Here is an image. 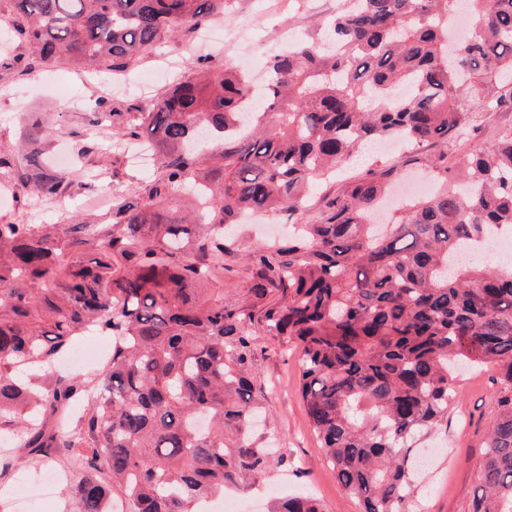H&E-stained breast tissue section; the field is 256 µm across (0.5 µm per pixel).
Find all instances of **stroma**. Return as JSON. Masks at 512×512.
Segmentation results:
<instances>
[{
  "instance_id": "35a3bbf8",
  "label": "stroma",
  "mask_w": 512,
  "mask_h": 512,
  "mask_svg": "<svg viewBox=\"0 0 512 512\" xmlns=\"http://www.w3.org/2000/svg\"><path fill=\"white\" fill-rule=\"evenodd\" d=\"M341 0H288L273 9V0H230L226 20L220 26L223 45L197 47L194 34L160 44L145 58L134 62L126 76L111 84L98 81L92 71H79L67 57L41 68L39 75L17 70L11 55L0 53V153L15 152L25 127V113H32L61 128L51 153L66 150L74 155L78 184L53 200L33 196L14 184L0 187V224H61L71 214L101 215L113 195L131 190L151 173L150 166L134 163L120 146L112 145V132L102 120L103 108L119 112H143L185 70L188 62L202 60L210 68L225 62L249 60L266 65L267 50H281L285 41L314 33L332 18ZM440 148L423 143L411 149L381 152L366 147L345 176L361 175L374 164L396 168L405 178H423L419 160L439 154ZM339 181L314 187L304 201L303 213H280L239 225L234 232L235 250L224 260V302H240L251 285V272L241 260L243 252L258 244L287 236L289 224L311 222L334 194ZM255 402L268 417L267 435L277 448V460L259 482L243 496L247 512H267V487L282 492H307L320 500L324 512H361L360 501L349 496L320 451V443L299 393L298 352L252 324ZM494 370L472 368L456 381L458 397L448 411V423L423 437L411 452L412 480L417 487L421 512H468L477 492L481 449L495 416L492 396ZM9 451L1 460L0 512H22L14 504L21 486L36 487L42 474L56 470L63 481L50 496L43 512H79L75 489L82 481L98 479L70 459L69 450L57 448L38 459L30 458L10 428L0 429Z\"/></svg>"
}]
</instances>
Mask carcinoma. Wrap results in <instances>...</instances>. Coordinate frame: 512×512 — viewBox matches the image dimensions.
I'll return each instance as SVG.
<instances>
[{"mask_svg": "<svg viewBox=\"0 0 512 512\" xmlns=\"http://www.w3.org/2000/svg\"><path fill=\"white\" fill-rule=\"evenodd\" d=\"M28 72L65 54L120 74L149 49L226 16L228 0H10ZM315 39L270 57L261 96L248 78L192 67L145 112H109L112 133L155 156L110 219L0 224V418L27 453L81 449L105 482L76 488L80 512L110 490L132 512H195L247 490L272 465L252 397L256 320L300 349V395L336 478L363 512H409L416 437L448 418L459 364L496 371L497 412L469 512H512V264L466 262V246L512 229V125L448 163L484 113L512 112V0H347ZM408 86L404 97L394 95ZM58 129L27 125L23 172L42 199L69 178L48 161ZM377 139L442 147L439 189L385 228L374 213L394 170L344 182L313 224L247 257L253 283L224 304L226 228L247 214L299 212L310 185ZM88 325L112 336L108 372L83 422L48 414L86 390L52 367ZM272 512H323L309 495Z\"/></svg>", "mask_w": 512, "mask_h": 512, "instance_id": "1", "label": "carcinoma"}]
</instances>
